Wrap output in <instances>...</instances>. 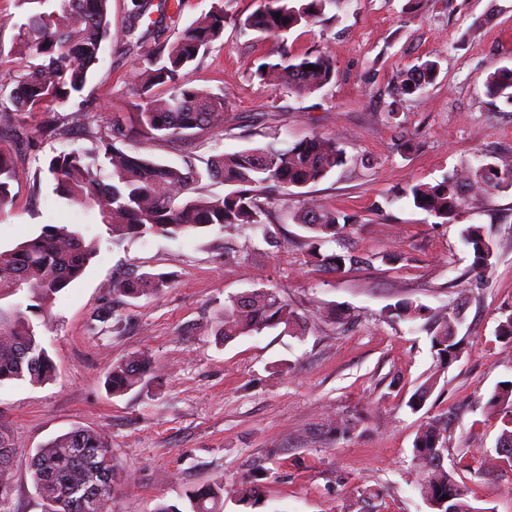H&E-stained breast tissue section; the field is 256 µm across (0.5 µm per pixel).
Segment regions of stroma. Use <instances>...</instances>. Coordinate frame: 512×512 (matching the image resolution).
<instances>
[{
	"mask_svg": "<svg viewBox=\"0 0 512 512\" xmlns=\"http://www.w3.org/2000/svg\"><path fill=\"white\" fill-rule=\"evenodd\" d=\"M211 2L182 0L174 20L163 0H149L141 39L127 46L118 37L131 0H109L113 37L81 95L19 112L0 128V150L13 160L0 249L48 224H73L100 240L83 276L56 294L43 331L56 378L0 386V423L18 448L12 512H44L31 460L75 428L105 432L116 474L132 479L118 488L112 512H155L162 503L186 512L188 493L217 479L224 512H358L368 487L380 491L377 512H429L413 441L434 418L448 422L444 464L471 503L512 512V498L498 492L512 483V467L495 453L503 421L486 405L495 386L512 379V343L495 337L512 314V188L467 199L453 224L402 194L483 160L512 159V105L483 87L489 72L512 67V0H347L282 41L237 26L260 0H224V34L189 73L193 86L224 96L223 127L178 139L136 133L138 58L155 40L175 39ZM282 49L329 56L335 79L310 94L261 82L258 64ZM427 60L439 63L435 83L397 101L399 74ZM119 127L127 135L117 147L176 167L313 135L335 140L349 162L319 183L260 195L276 240L248 227L229 238L215 225L116 245L96 211L55 194L47 167L54 155L95 148L97 135ZM311 200L355 218L339 239L320 242V253L365 255L370 265L335 273L314 264L293 221ZM469 224L483 226L499 254L482 277L470 273L460 239ZM129 271L164 272L171 282L157 296L113 300L107 283ZM257 289L280 290L307 318L306 334L272 329L221 342L217 310ZM402 301L429 314L461 309L463 349L448 368L437 369L421 321L390 317ZM103 307L116 312L105 325L94 318ZM142 351L152 373L112 395L105 381L113 362ZM432 375L431 396L412 410L416 387ZM340 421L353 430L335 431ZM257 472L266 476L264 503L243 506L234 491Z\"/></svg>",
	"mask_w": 512,
	"mask_h": 512,
	"instance_id": "obj_1",
	"label": "stroma"
}]
</instances>
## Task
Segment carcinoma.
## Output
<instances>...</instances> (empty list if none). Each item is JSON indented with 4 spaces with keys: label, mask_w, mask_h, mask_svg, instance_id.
Wrapping results in <instances>:
<instances>
[{
    "label": "carcinoma",
    "mask_w": 512,
    "mask_h": 512,
    "mask_svg": "<svg viewBox=\"0 0 512 512\" xmlns=\"http://www.w3.org/2000/svg\"><path fill=\"white\" fill-rule=\"evenodd\" d=\"M109 0H18L21 21L8 17L3 27L15 31L14 40L26 65L14 76L8 98L0 99V125H9L19 110L34 111L48 102H64L80 93L90 67L96 63L101 44L112 37L108 20ZM344 0H261L260 7L240 22L246 30L280 38L291 29L322 20L326 5ZM130 22L124 34L133 43L135 32L148 11L147 0H132ZM280 17H275V14ZM223 0L210 9L175 40L155 43L141 56L132 78L139 96L138 123L162 137L182 138L194 129H215L224 123V96L191 86L189 67L199 54L224 33ZM314 69L308 70L306 66ZM438 64L426 60L400 76L398 94L412 96L433 84ZM261 80L274 79L298 92L312 93L329 84L336 75L335 63L322 54L291 56L283 49L257 68ZM485 93L512 104V68L499 67L484 82ZM100 146L63 151L49 162L48 173L55 193L98 212L101 223L118 243L151 235L176 237L218 225L224 231L243 226L268 232L273 219L259 204L258 192L272 185L304 188L326 178L347 157L336 142L314 135L287 148L270 142L235 153L220 152L205 166L165 165L126 153L110 135L99 137ZM12 159L0 152V207L4 206L12 179ZM204 180H219L231 187L222 197L198 193ZM473 195L512 188V166L482 162L462 174L453 173L434 185L417 184L406 195L413 206L445 223L459 216L465 203L464 187ZM297 223L309 233L306 245L338 237L352 221L346 215L320 208L306 210ZM472 256L471 272L481 275L495 266L496 246L483 227L469 224L461 231ZM97 252V241L88 239L70 225H47L34 238L8 250H0V385L26 381L41 385L56 376V367L42 342L40 326L47 325L56 293L77 280ZM320 266L337 272L346 266L368 265L371 259L349 255L320 257ZM163 273H143L115 279L109 286L114 296L139 298L158 295L168 285ZM396 315L425 318L431 348L440 366L446 368L462 351L456 333L460 311L440 317L400 303ZM41 323L33 322V319ZM217 335L229 342L241 335L281 329L302 335L306 318L300 316L279 292L260 289L230 297L216 317ZM150 360L134 355L112 364L106 378L108 390L122 395L145 380ZM436 385L430 377L415 390L410 407L421 409ZM489 407L502 414L503 429L496 454L512 464V381L500 382L488 399ZM446 429L434 422L424 424L413 442V455L422 474L419 492L432 512H479L467 499L462 486L444 465ZM12 431L0 424V512H11L13 459L16 454ZM30 477L46 512H112L118 481L112 467V448L105 434L76 428L38 450L32 458ZM455 491L452 500L442 496ZM245 505L260 504L252 482L238 490ZM190 512H222L224 484H204L187 494Z\"/></svg>",
    "instance_id": "obj_1"
}]
</instances>
